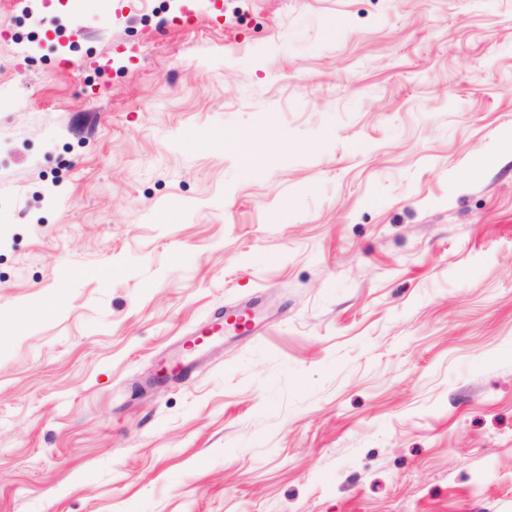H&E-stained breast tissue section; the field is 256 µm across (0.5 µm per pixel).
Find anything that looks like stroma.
Masks as SVG:
<instances>
[{
  "label": "stroma",
  "instance_id": "stroma-1",
  "mask_svg": "<svg viewBox=\"0 0 512 512\" xmlns=\"http://www.w3.org/2000/svg\"><path fill=\"white\" fill-rule=\"evenodd\" d=\"M173 3L0 0V512H512V0Z\"/></svg>",
  "mask_w": 512,
  "mask_h": 512
}]
</instances>
